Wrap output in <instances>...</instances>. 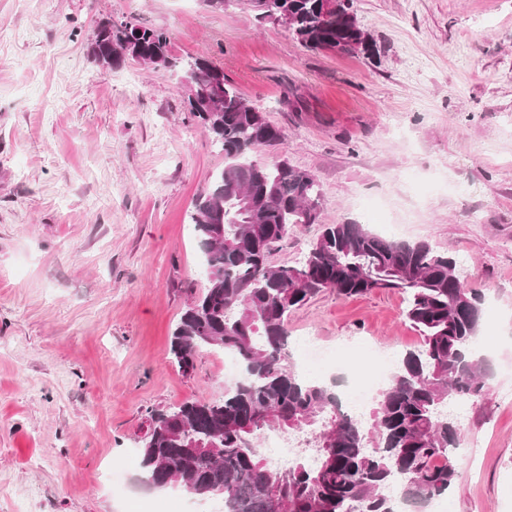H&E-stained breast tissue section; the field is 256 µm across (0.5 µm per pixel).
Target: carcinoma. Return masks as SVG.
Returning <instances> with one entry per match:
<instances>
[{
    "instance_id": "carcinoma-1",
    "label": "carcinoma",
    "mask_w": 512,
    "mask_h": 512,
    "mask_svg": "<svg viewBox=\"0 0 512 512\" xmlns=\"http://www.w3.org/2000/svg\"><path fill=\"white\" fill-rule=\"evenodd\" d=\"M262 20L278 21L264 0H241ZM294 5L289 33L312 50L345 51L361 36L349 15L326 0ZM135 38L138 52L111 61L88 47L107 71L128 60L155 64L190 83L189 112L224 151V169L190 214L206 270L197 294L172 331L169 353L190 374L205 346L233 352L241 378L221 401H186L153 412L141 440L140 479L151 489L172 483L205 497L220 487L224 512H394L390 489L425 501L448 492L458 477L456 418L448 406L480 397L487 360L468 348L484 325L483 298L466 287L458 261L425 241L384 237L366 224H325L302 258L274 266L273 251L299 225L320 222L315 175L288 161H257L260 149L281 143L282 131L246 103L219 67L197 58L185 65L170 51L169 33L130 21L105 29L111 51ZM345 298L378 289L405 295V316L421 335L378 392L370 422L346 412L336 383L301 375L289 349L288 318L318 293ZM313 430L315 461L296 458L271 468L256 441L265 430Z\"/></svg>"
}]
</instances>
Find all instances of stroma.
Returning a JSON list of instances; mask_svg holds the SVG:
<instances>
[{
    "label": "stroma",
    "mask_w": 512,
    "mask_h": 512,
    "mask_svg": "<svg viewBox=\"0 0 512 512\" xmlns=\"http://www.w3.org/2000/svg\"><path fill=\"white\" fill-rule=\"evenodd\" d=\"M371 55L310 51L242 5L207 0H0V512H170L176 484L140 474L149 413L220 400L225 352L183 374L169 338L205 279L189 216L224 153L187 112L179 76L88 55L105 18L166 29L175 57L206 58L284 134L257 156L321 185V221L271 261H296L323 225L356 222L455 257L484 296L483 395L459 424L448 512H512V0H354ZM395 289H328L288 320L366 374L421 337ZM309 375L328 377L306 366ZM124 469L115 486L108 472Z\"/></svg>",
    "instance_id": "35a3bbf8"
}]
</instances>
